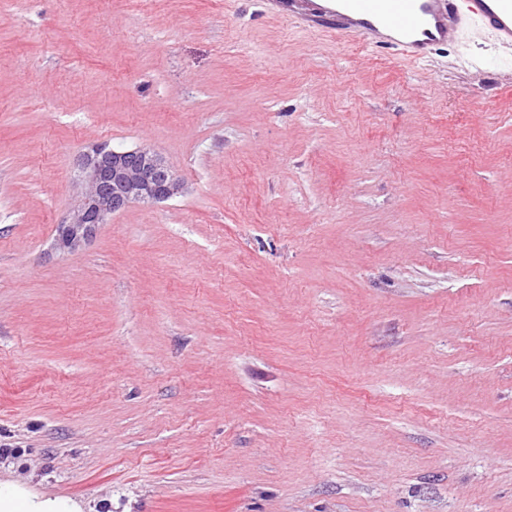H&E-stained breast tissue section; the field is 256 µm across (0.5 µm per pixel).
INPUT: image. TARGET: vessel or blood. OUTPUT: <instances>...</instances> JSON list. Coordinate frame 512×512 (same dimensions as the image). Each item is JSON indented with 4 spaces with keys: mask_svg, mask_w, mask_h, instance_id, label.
Masks as SVG:
<instances>
[{
    "mask_svg": "<svg viewBox=\"0 0 512 512\" xmlns=\"http://www.w3.org/2000/svg\"><path fill=\"white\" fill-rule=\"evenodd\" d=\"M337 6V34L387 45L414 59L456 40L466 17L512 45V0H337Z\"/></svg>",
    "mask_w": 512,
    "mask_h": 512,
    "instance_id": "vessel-or-blood-1",
    "label": "vessel or blood"
}]
</instances>
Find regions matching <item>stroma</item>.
<instances>
[{
	"mask_svg": "<svg viewBox=\"0 0 512 512\" xmlns=\"http://www.w3.org/2000/svg\"><path fill=\"white\" fill-rule=\"evenodd\" d=\"M0 0V484L83 512H512V46L316 0ZM98 143L184 184L55 246Z\"/></svg>",
	"mask_w": 512,
	"mask_h": 512,
	"instance_id": "35a3bbf8",
	"label": "stroma"
}]
</instances>
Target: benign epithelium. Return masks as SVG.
<instances>
[{"label": "benign epithelium", "mask_w": 512, "mask_h": 512, "mask_svg": "<svg viewBox=\"0 0 512 512\" xmlns=\"http://www.w3.org/2000/svg\"><path fill=\"white\" fill-rule=\"evenodd\" d=\"M78 178L85 192L68 219L57 225V245L64 251L78 249L99 225L130 205L159 203L183 188L156 152L117 150L105 143L83 155Z\"/></svg>", "instance_id": "benign-epithelium-1"}]
</instances>
